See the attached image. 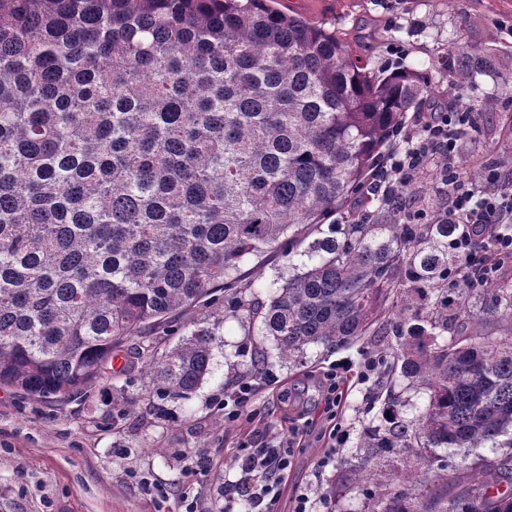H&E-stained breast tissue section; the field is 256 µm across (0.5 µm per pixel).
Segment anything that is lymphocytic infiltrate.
<instances>
[{"instance_id":"1","label":"lymphocytic infiltrate","mask_w":512,"mask_h":512,"mask_svg":"<svg viewBox=\"0 0 512 512\" xmlns=\"http://www.w3.org/2000/svg\"><path fill=\"white\" fill-rule=\"evenodd\" d=\"M464 111L461 104H434L428 111L417 113L413 124L402 130L386 155L380 184L388 191L406 190L423 167L433 159H443L441 183L454 196L453 220L460 226L452 247L463 257L474 280L489 283L499 279L504 265L512 266V172L493 168L485 176L489 190L474 189L457 160L458 144L465 134ZM485 224L491 232L486 252L480 253L473 250L472 242ZM377 364V358L369 355L363 357L359 366L342 360L322 372L324 412L331 421V448L320 459V466H328L337 448L349 439L348 430L335 421L340 389L353 377L359 383H371ZM258 388L253 377L239 380L236 388L224 397L225 422L249 424L255 420L256 413L250 405ZM312 430L311 419L301 415L294 419L287 436L241 441L237 462L242 478L225 484V497L241 493L247 497L251 512H278L281 486L288 477L295 451L304 447Z\"/></svg>"}]
</instances>
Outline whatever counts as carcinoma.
I'll return each mask as SVG.
<instances>
[{
	"mask_svg": "<svg viewBox=\"0 0 512 512\" xmlns=\"http://www.w3.org/2000/svg\"><path fill=\"white\" fill-rule=\"evenodd\" d=\"M448 95L494 74L457 48ZM429 86L268 0H0V387L60 402L119 376L131 338L227 302L278 357L388 336L368 512H512V452L452 472L438 448L512 449V284L476 285L448 215L409 224L367 189ZM289 245L265 302L242 266ZM221 321L159 358L191 397ZM395 376L426 399L402 416Z\"/></svg>",
	"mask_w": 512,
	"mask_h": 512,
	"instance_id": "cac0c4a2",
	"label": "carcinoma"
}]
</instances>
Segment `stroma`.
<instances>
[{
  "mask_svg": "<svg viewBox=\"0 0 512 512\" xmlns=\"http://www.w3.org/2000/svg\"><path fill=\"white\" fill-rule=\"evenodd\" d=\"M279 7L359 42L373 66L383 64L386 42L408 47L406 66L426 76L438 97H446L448 74L437 62L458 45L493 54L502 75H512V0H405L397 13L383 0H280ZM494 98L475 128L461 139L458 160L466 167L497 161L512 167V99L496 82L477 79ZM138 340L127 343L123 375L103 379L65 402L25 398L0 388V512H244L241 497L224 498L225 480H236L237 425L226 423L218 403L239 376L267 374L252 408L271 437L284 436L298 414L317 415L319 400L295 401L310 372L344 358L360 361L366 344L338 352L310 348L302 362L265 355L256 322L227 320L214 351L210 375L186 401L159 397ZM380 403L367 386L345 393L337 420L350 433L334 461H316L324 441L312 434L293 459L279 512H291L295 493H308L312 512H365L362 492L335 488V480L357 472L367 428L378 425Z\"/></svg>",
  "mask_w": 512,
  "mask_h": 512,
  "instance_id": "35a3bbf8",
  "label": "stroma"
}]
</instances>
